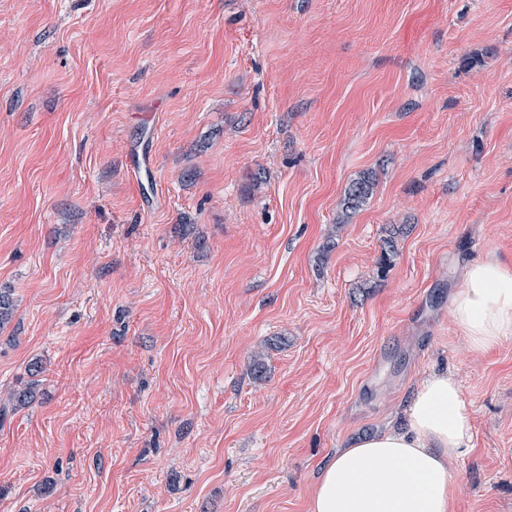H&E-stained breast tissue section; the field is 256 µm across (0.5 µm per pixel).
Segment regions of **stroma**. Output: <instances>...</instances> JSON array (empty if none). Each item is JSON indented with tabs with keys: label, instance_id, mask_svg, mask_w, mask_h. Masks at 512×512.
<instances>
[{
	"label": "stroma",
	"instance_id": "stroma-1",
	"mask_svg": "<svg viewBox=\"0 0 512 512\" xmlns=\"http://www.w3.org/2000/svg\"><path fill=\"white\" fill-rule=\"evenodd\" d=\"M478 258L512 268V0H0V512H310L434 371L454 512H512ZM373 189L369 177H362L353 181L345 191V211H355L366 201ZM451 301L452 317L476 351L512 337V270L495 259L474 261Z\"/></svg>",
	"mask_w": 512,
	"mask_h": 512
}]
</instances>
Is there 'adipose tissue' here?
Here are the masks:
<instances>
[{
    "instance_id": "adipose-tissue-1",
    "label": "adipose tissue",
    "mask_w": 512,
    "mask_h": 512,
    "mask_svg": "<svg viewBox=\"0 0 512 512\" xmlns=\"http://www.w3.org/2000/svg\"><path fill=\"white\" fill-rule=\"evenodd\" d=\"M463 279L451 313L470 346L486 351L512 337V268L477 260ZM470 434L457 380L432 373L416 388L404 428L353 440L322 467L310 512H452L448 461Z\"/></svg>"
}]
</instances>
